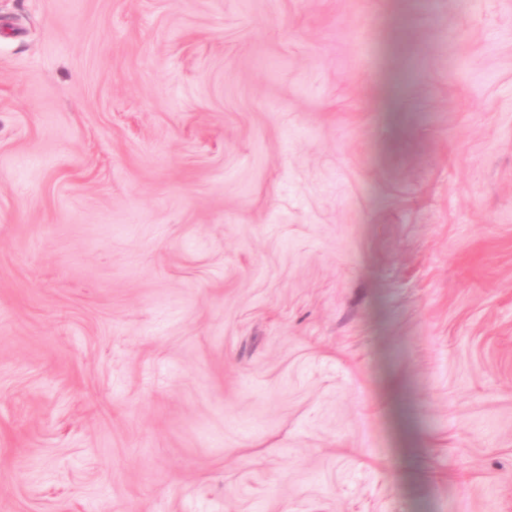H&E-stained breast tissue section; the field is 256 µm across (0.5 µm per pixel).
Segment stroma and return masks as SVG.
<instances>
[{"mask_svg":"<svg viewBox=\"0 0 512 512\" xmlns=\"http://www.w3.org/2000/svg\"><path fill=\"white\" fill-rule=\"evenodd\" d=\"M0 512H512V0H0Z\"/></svg>","mask_w":512,"mask_h":512,"instance_id":"stroma-1","label":"stroma"}]
</instances>
